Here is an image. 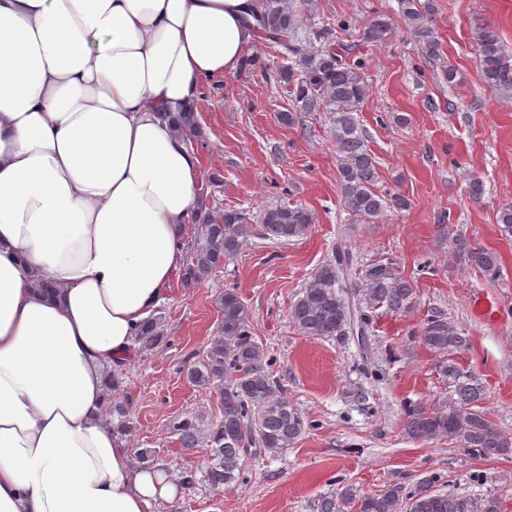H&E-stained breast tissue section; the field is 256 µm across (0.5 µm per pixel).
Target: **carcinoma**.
<instances>
[{
	"instance_id": "cac0c4a2",
	"label": "carcinoma",
	"mask_w": 512,
	"mask_h": 512,
	"mask_svg": "<svg viewBox=\"0 0 512 512\" xmlns=\"http://www.w3.org/2000/svg\"><path fill=\"white\" fill-rule=\"evenodd\" d=\"M399 15L419 43L423 58L440 55V43L419 0H398ZM307 0H265L257 16L260 35L281 47L276 68L281 89L292 98L298 112H327L336 142L338 189L341 204L356 221L375 223L384 212L408 206L402 196L378 193V164L365 143L358 112L368 97L366 61L355 46L336 40V30L353 27L344 18L336 26L323 24L301 31L300 15ZM394 18L377 13L362 27L364 44H381L393 30ZM480 79L488 88L512 93V52L499 29L486 23L474 32ZM259 224L268 239L288 241L301 237L315 223L311 210L283 203L266 206L252 215L244 210L202 207L196 215L189 256L181 282L194 288L224 266ZM460 262L494 279L500 267L497 255L473 245L464 236L453 240ZM362 292L364 306L354 309L346 290ZM221 313L215 335L204 357L190 365L186 377L194 386L216 396L218 413L208 419L188 416L174 419L169 427L179 446L208 450L204 481L214 488L245 481V461L260 451L279 453L292 447L305 432L303 416L283 396V390L265 370L266 352L251 331L248 307L230 288L217 299ZM385 308L393 316H405L415 307V288L389 258L374 260L353 270L349 250L336 245L335 256L310 276L302 295L291 305L288 319L302 334L313 338L343 340L359 328L365 333L369 309ZM419 342L435 356V371L446 386L442 396L430 402L414 401L405 408L403 436L413 442L448 440L479 458L512 455V434L499 430L483 407L485 388L480 378L461 367L457 355L469 345L448 313L431 308L417 331ZM163 341L160 318L153 316L141 328L135 353L150 351ZM118 377L111 380L105 414L112 429L130 434L133 422L127 404L117 396ZM429 476L409 487L389 481L367 493L352 484L321 495L316 512H495L493 500L463 497L434 488Z\"/></svg>"
}]
</instances>
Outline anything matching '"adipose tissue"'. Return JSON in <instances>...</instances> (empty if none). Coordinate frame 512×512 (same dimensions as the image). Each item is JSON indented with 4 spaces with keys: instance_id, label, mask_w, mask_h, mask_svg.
Here are the masks:
<instances>
[{
    "instance_id": "1",
    "label": "adipose tissue",
    "mask_w": 512,
    "mask_h": 512,
    "mask_svg": "<svg viewBox=\"0 0 512 512\" xmlns=\"http://www.w3.org/2000/svg\"><path fill=\"white\" fill-rule=\"evenodd\" d=\"M264 0H0V512H156L104 414L185 257L179 128L245 66Z\"/></svg>"
}]
</instances>
